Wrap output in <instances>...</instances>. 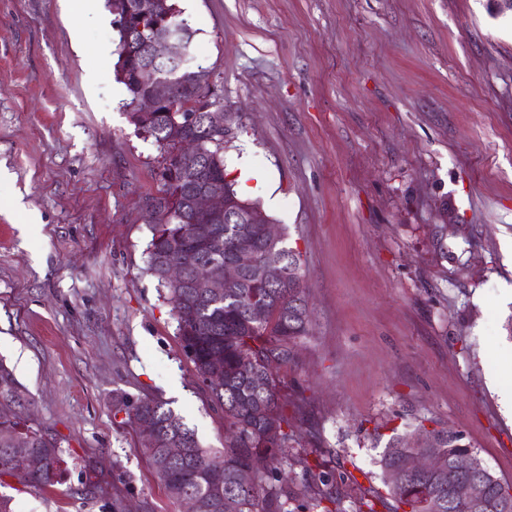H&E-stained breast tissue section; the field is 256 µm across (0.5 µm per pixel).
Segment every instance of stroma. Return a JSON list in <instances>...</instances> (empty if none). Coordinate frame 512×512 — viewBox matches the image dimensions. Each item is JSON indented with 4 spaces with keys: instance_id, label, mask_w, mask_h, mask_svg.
I'll return each instance as SVG.
<instances>
[{
    "instance_id": "stroma-1",
    "label": "stroma",
    "mask_w": 512,
    "mask_h": 512,
    "mask_svg": "<svg viewBox=\"0 0 512 512\" xmlns=\"http://www.w3.org/2000/svg\"><path fill=\"white\" fill-rule=\"evenodd\" d=\"M224 108L229 179L300 253L311 338L295 434L347 512L391 436L463 434L512 484V14L488 0H173ZM0 0V361L66 472L14 512H181L113 397L159 398L224 446L146 272L161 152L127 117L107 7ZM318 430L312 440L310 430Z\"/></svg>"
}]
</instances>
